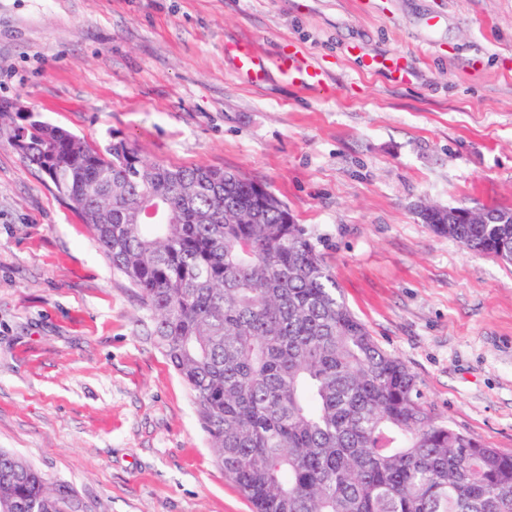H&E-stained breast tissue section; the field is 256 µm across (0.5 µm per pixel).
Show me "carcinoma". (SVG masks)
Instances as JSON below:
<instances>
[{
  "instance_id": "obj_1",
  "label": "carcinoma",
  "mask_w": 512,
  "mask_h": 512,
  "mask_svg": "<svg viewBox=\"0 0 512 512\" xmlns=\"http://www.w3.org/2000/svg\"><path fill=\"white\" fill-rule=\"evenodd\" d=\"M78 213L138 290L190 389L216 464L255 512H512V455L452 428L416 375L345 305L308 229L259 206L253 180L94 147L30 113L0 136ZM423 223L512 263V209ZM69 498L0 450V512H67Z\"/></svg>"
}]
</instances>
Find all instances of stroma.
Listing matches in <instances>:
<instances>
[{
	"instance_id": "1",
	"label": "stroma",
	"mask_w": 512,
	"mask_h": 512,
	"mask_svg": "<svg viewBox=\"0 0 512 512\" xmlns=\"http://www.w3.org/2000/svg\"><path fill=\"white\" fill-rule=\"evenodd\" d=\"M240 41L322 86L243 81ZM1 103L265 184L426 404L512 454V264L419 215L512 208V0H0ZM1 448L77 512H253L136 289L4 138ZM273 64L284 75L299 74L302 82L306 85H315L321 81V71L318 67L307 65L301 68L297 65L294 55L282 53L274 60Z\"/></svg>"
}]
</instances>
